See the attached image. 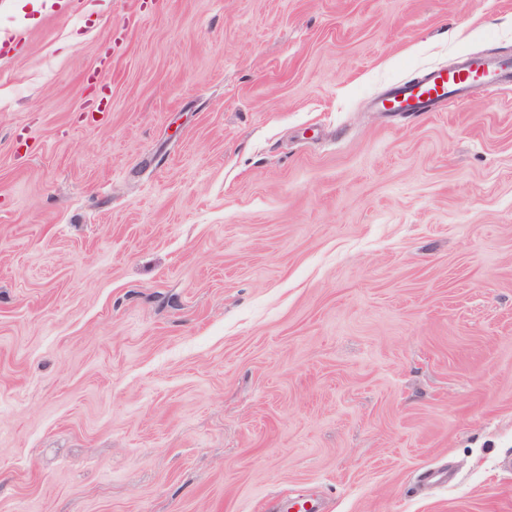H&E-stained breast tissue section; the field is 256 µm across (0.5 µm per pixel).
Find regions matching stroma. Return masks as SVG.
I'll use <instances>...</instances> for the list:
<instances>
[{"mask_svg": "<svg viewBox=\"0 0 512 512\" xmlns=\"http://www.w3.org/2000/svg\"><path fill=\"white\" fill-rule=\"evenodd\" d=\"M0 30V512H512V86L377 109L512 0Z\"/></svg>", "mask_w": 512, "mask_h": 512, "instance_id": "stroma-1", "label": "stroma"}]
</instances>
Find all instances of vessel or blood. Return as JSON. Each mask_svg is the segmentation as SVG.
Returning a JSON list of instances; mask_svg holds the SVG:
<instances>
[{
  "label": "vessel or blood",
  "instance_id": "vessel-or-blood-1",
  "mask_svg": "<svg viewBox=\"0 0 512 512\" xmlns=\"http://www.w3.org/2000/svg\"><path fill=\"white\" fill-rule=\"evenodd\" d=\"M501 85L512 81V60L471 57L455 69L432 68L420 81L403 84L390 92L386 101L393 112H426L457 98L475 82Z\"/></svg>",
  "mask_w": 512,
  "mask_h": 512
}]
</instances>
